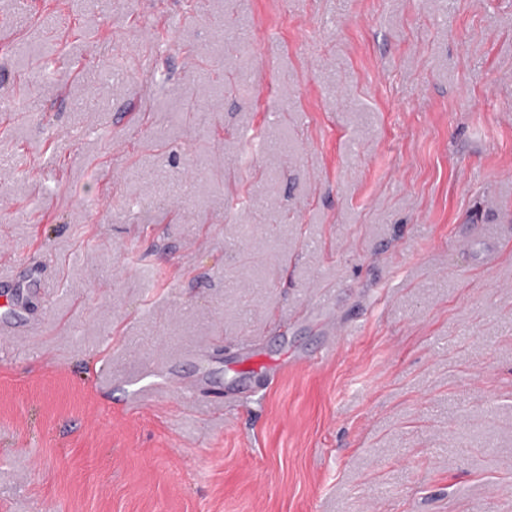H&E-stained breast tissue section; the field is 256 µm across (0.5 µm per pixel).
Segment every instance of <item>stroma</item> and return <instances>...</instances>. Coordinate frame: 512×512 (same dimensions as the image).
Instances as JSON below:
<instances>
[{
	"label": "stroma",
	"mask_w": 512,
	"mask_h": 512,
	"mask_svg": "<svg viewBox=\"0 0 512 512\" xmlns=\"http://www.w3.org/2000/svg\"><path fill=\"white\" fill-rule=\"evenodd\" d=\"M0 26V512H512V0Z\"/></svg>",
	"instance_id": "35a3bbf8"
}]
</instances>
